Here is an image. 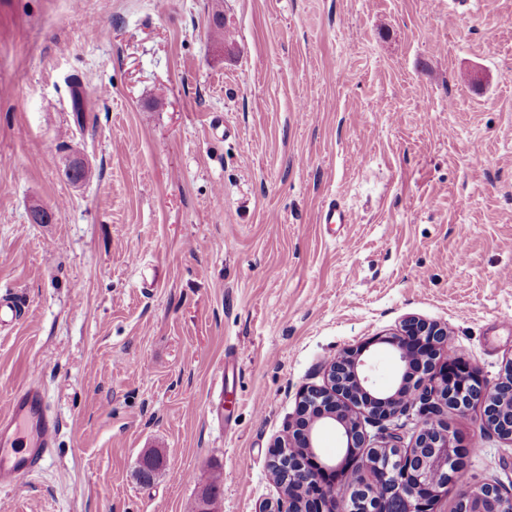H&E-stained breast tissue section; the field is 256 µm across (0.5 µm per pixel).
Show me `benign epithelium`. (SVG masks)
<instances>
[{
  "label": "benign epithelium",
  "mask_w": 512,
  "mask_h": 512,
  "mask_svg": "<svg viewBox=\"0 0 512 512\" xmlns=\"http://www.w3.org/2000/svg\"><path fill=\"white\" fill-rule=\"evenodd\" d=\"M447 336L448 328L412 315L396 331L327 361L324 383L302 388L287 435L271 447L268 468L280 474L284 499L262 512H434L457 457L466 453L440 419L448 408L466 411L482 404L486 428L512 443V361L492 385L463 365L450 370L440 361ZM375 343L391 346L402 366L419 365L415 378L402 375L396 388L378 397L374 366L365 357ZM407 395L421 399L422 414L412 446L404 448L392 423ZM327 425L339 431L345 456L338 464L324 461L309 468L306 457L320 458L317 434ZM353 453L359 454L368 480L342 502L321 479L325 471L347 466ZM455 512H512V491L476 485L459 499Z\"/></svg>",
  "instance_id": "benign-epithelium-1"
}]
</instances>
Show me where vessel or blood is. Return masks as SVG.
<instances>
[{
	"instance_id": "obj_1",
	"label": "vessel or blood",
	"mask_w": 512,
	"mask_h": 512,
	"mask_svg": "<svg viewBox=\"0 0 512 512\" xmlns=\"http://www.w3.org/2000/svg\"><path fill=\"white\" fill-rule=\"evenodd\" d=\"M59 422L46 406L41 387L15 389L0 408V486L18 484L32 475L52 448Z\"/></svg>"
}]
</instances>
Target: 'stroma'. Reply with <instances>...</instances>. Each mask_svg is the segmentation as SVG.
<instances>
[{"label": "stroma", "instance_id": "stroma-1", "mask_svg": "<svg viewBox=\"0 0 512 512\" xmlns=\"http://www.w3.org/2000/svg\"><path fill=\"white\" fill-rule=\"evenodd\" d=\"M448 9L223 0L219 36L211 0H0V406L37 381L59 420L0 512H191L216 469L223 512H260L300 390L367 340L393 385L379 337L411 314L501 376L512 0ZM75 151L96 171L77 185ZM444 418L470 455L437 512L512 490L481 405Z\"/></svg>", "mask_w": 512, "mask_h": 512}]
</instances>
